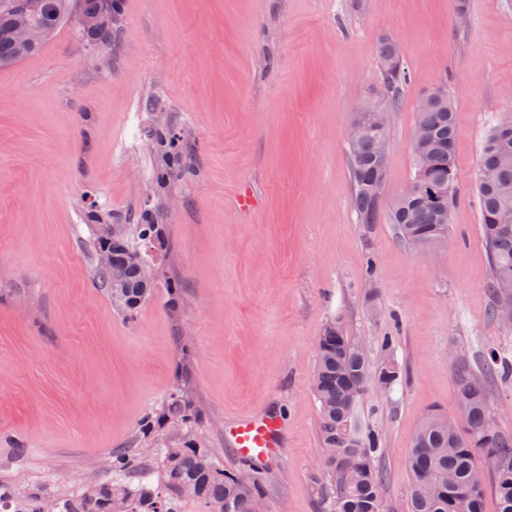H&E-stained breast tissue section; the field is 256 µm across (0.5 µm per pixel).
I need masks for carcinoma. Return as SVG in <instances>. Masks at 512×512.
<instances>
[{
    "mask_svg": "<svg viewBox=\"0 0 512 512\" xmlns=\"http://www.w3.org/2000/svg\"><path fill=\"white\" fill-rule=\"evenodd\" d=\"M32 11H21L16 0H0V68H9L35 54L37 49L16 42L12 27L21 20H31L57 28L64 22L77 21L81 15L96 16L101 23L94 29H80L95 46L112 38L113 13L124 16L121 0H35ZM383 64L382 85L386 93L387 111L399 104L400 88L407 80L399 51L393 40L384 38L379 45ZM370 111L357 112L361 124L360 138L349 144L350 166L354 186L353 206L360 224H375L381 212L377 184L384 175L386 163L380 160L381 142L389 139V127H379L370 113L382 110L375 102ZM417 127L426 135L414 148L415 174L412 193L401 195L388 214L400 238L422 248L435 245L441 231L450 229L449 215L457 197L455 109L440 88L432 89L417 109ZM157 151L166 167L177 162L183 153L179 135L170 133L154 137ZM482 234L491 264L489 288L492 292L491 318H497L502 282L512 283V129L497 123L488 135L480 158L477 180ZM137 239L162 250L165 247L163 225L148 215L135 225ZM107 250L112 266L97 265V274L110 289L113 302L127 313H134L152 290L142 292L139 267L145 259L137 252L120 225H115L106 240L93 239V250ZM121 278L126 292L112 290L113 280ZM379 377L386 389L402 383L403 371L392 358L377 365L368 354L355 347L334 321L325 325L318 336L316 368L311 389L320 405V437L326 456L322 468L335 481L336 495L329 512H385L383 468L377 457L383 453L381 437L372 429L362 431L357 424L356 409L364 390L357 389L362 373ZM512 374V361L491 357L485 369V380L477 378L467 363H455L456 402L462 412L467 432L444 424V416L429 414L414 435L406 467L412 479L410 512H484L485 483L473 484L471 471L479 462L487 465L492 476L497 510L512 512V437L500 431L491 418L485 382L497 376ZM192 403L187 384L171 394L163 407V422L190 427ZM158 481L145 480L153 469L126 454L111 458V478L89 491L68 498H55L43 491L28 494L16 488L0 486V504L14 502L19 512H181L185 502L200 504L204 512H251L255 501L265 497L254 474L241 476L239 471L219 467L208 448L198 447L191 433L177 444L156 449ZM140 476L137 486L126 481L131 473Z\"/></svg>",
    "mask_w": 512,
    "mask_h": 512,
    "instance_id": "cac0c4a2",
    "label": "carcinoma"
}]
</instances>
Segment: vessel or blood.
I'll use <instances>...</instances> for the list:
<instances>
[{
	"label": "vessel or blood",
	"mask_w": 512,
	"mask_h": 512,
	"mask_svg": "<svg viewBox=\"0 0 512 512\" xmlns=\"http://www.w3.org/2000/svg\"><path fill=\"white\" fill-rule=\"evenodd\" d=\"M282 430L279 419L264 412L229 423L224 437L239 458L263 468L277 460Z\"/></svg>",
	"instance_id": "obj_1"
}]
</instances>
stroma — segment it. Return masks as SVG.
Here are the masks:
<instances>
[{
  "mask_svg": "<svg viewBox=\"0 0 512 512\" xmlns=\"http://www.w3.org/2000/svg\"><path fill=\"white\" fill-rule=\"evenodd\" d=\"M466 7L465 23L456 5ZM104 47L76 27L0 69V484L65 498L107 480L130 448L178 442L158 419L188 383L193 437L249 469L227 421L280 415L285 448L262 472L266 512H328L310 379L329 321L373 362L407 373L367 389L388 512H409L405 459L431 412L458 418L456 350L480 372L512 358L491 320V269L475 192L484 143L512 110V0H123ZM408 73L390 114L389 211L414 175L417 108L444 88L457 113L453 242L428 255L387 219L358 223L347 132L381 87L378 44ZM184 140L188 176L156 184L148 132ZM259 194L241 212L243 188ZM167 228L162 275L134 317L96 274V221ZM178 291H170V283ZM392 339V350L382 343ZM27 452L16 457V442Z\"/></svg>",
  "mask_w": 512,
  "mask_h": 512,
  "instance_id": "1",
  "label": "stroma"
}]
</instances>
